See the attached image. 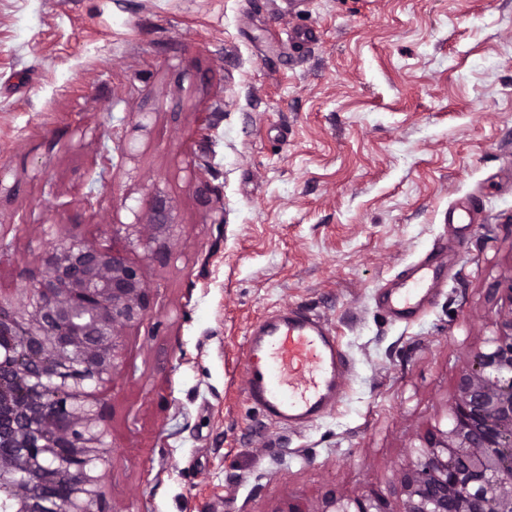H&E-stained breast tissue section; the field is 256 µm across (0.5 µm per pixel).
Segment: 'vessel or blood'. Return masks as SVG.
<instances>
[{
	"instance_id": "obj_1",
	"label": "vessel or blood",
	"mask_w": 512,
	"mask_h": 512,
	"mask_svg": "<svg viewBox=\"0 0 512 512\" xmlns=\"http://www.w3.org/2000/svg\"><path fill=\"white\" fill-rule=\"evenodd\" d=\"M248 392L276 425L301 428L334 408L347 366L336 337L320 318L283 306L252 328L245 350Z\"/></svg>"
}]
</instances>
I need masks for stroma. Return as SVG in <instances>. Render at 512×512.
Instances as JSON below:
<instances>
[{
    "instance_id": "1",
    "label": "stroma",
    "mask_w": 512,
    "mask_h": 512,
    "mask_svg": "<svg viewBox=\"0 0 512 512\" xmlns=\"http://www.w3.org/2000/svg\"><path fill=\"white\" fill-rule=\"evenodd\" d=\"M158 196L162 262L112 232ZM68 233L126 250L154 295L97 390L101 512L391 495L512 313V0H0V293ZM422 260L431 294L394 315ZM283 305L349 366L300 429L244 371Z\"/></svg>"
}]
</instances>
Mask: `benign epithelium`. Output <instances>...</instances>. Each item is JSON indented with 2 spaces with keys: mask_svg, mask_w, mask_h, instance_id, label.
Returning a JSON list of instances; mask_svg holds the SVG:
<instances>
[{
  "mask_svg": "<svg viewBox=\"0 0 512 512\" xmlns=\"http://www.w3.org/2000/svg\"><path fill=\"white\" fill-rule=\"evenodd\" d=\"M172 207L156 200L127 224L146 258L163 261ZM39 278L0 296V512H94L110 451L93 384L120 366L124 330L151 310L143 269L125 251L67 239L45 253ZM486 349L463 362L453 422L423 437L398 478V508L378 493L327 492L315 511L512 512V313Z\"/></svg>",
  "mask_w": 512,
  "mask_h": 512,
  "instance_id": "benign-epithelium-1",
  "label": "benign epithelium"
}]
</instances>
